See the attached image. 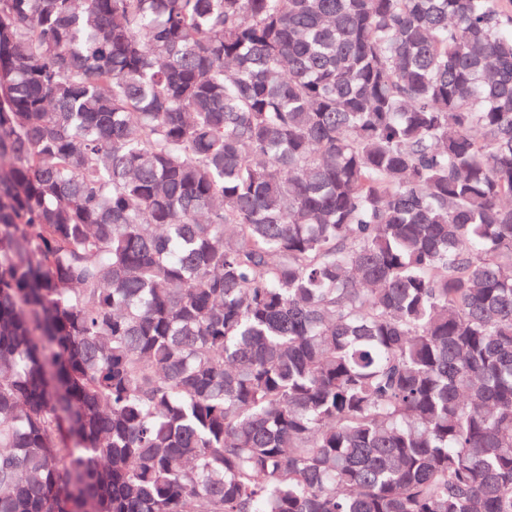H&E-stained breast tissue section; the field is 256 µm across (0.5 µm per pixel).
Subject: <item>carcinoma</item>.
Masks as SVG:
<instances>
[{
	"label": "carcinoma",
	"instance_id": "carcinoma-1",
	"mask_svg": "<svg viewBox=\"0 0 512 512\" xmlns=\"http://www.w3.org/2000/svg\"><path fill=\"white\" fill-rule=\"evenodd\" d=\"M0 512H512V3L0 0Z\"/></svg>",
	"mask_w": 512,
	"mask_h": 512
}]
</instances>
